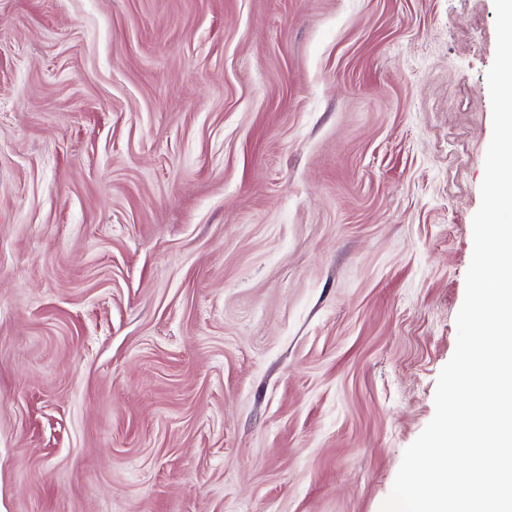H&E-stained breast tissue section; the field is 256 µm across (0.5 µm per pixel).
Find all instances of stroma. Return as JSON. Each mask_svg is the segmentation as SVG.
Masks as SVG:
<instances>
[{
	"label": "stroma",
	"instance_id": "1",
	"mask_svg": "<svg viewBox=\"0 0 512 512\" xmlns=\"http://www.w3.org/2000/svg\"><path fill=\"white\" fill-rule=\"evenodd\" d=\"M494 0H0V512H380L456 346Z\"/></svg>",
	"mask_w": 512,
	"mask_h": 512
}]
</instances>
